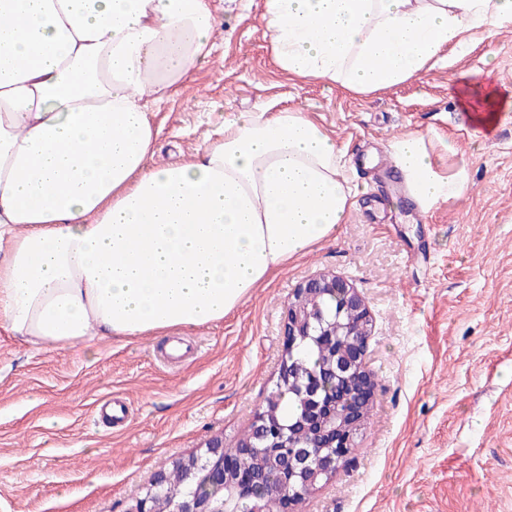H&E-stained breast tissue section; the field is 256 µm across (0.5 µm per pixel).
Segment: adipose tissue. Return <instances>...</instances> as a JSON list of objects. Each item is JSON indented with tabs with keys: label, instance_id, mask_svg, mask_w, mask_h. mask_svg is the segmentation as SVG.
<instances>
[{
	"label": "adipose tissue",
	"instance_id": "obj_1",
	"mask_svg": "<svg viewBox=\"0 0 512 512\" xmlns=\"http://www.w3.org/2000/svg\"><path fill=\"white\" fill-rule=\"evenodd\" d=\"M277 65L358 94L512 26V0H264ZM210 0H0V327L92 347L220 322L332 237L354 205L344 151L303 112H241L187 164L151 168L148 102L211 55ZM459 96L488 131L501 83ZM388 151L422 211L462 198L431 139Z\"/></svg>",
	"mask_w": 512,
	"mask_h": 512
}]
</instances>
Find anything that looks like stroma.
I'll return each mask as SVG.
<instances>
[{
    "mask_svg": "<svg viewBox=\"0 0 512 512\" xmlns=\"http://www.w3.org/2000/svg\"><path fill=\"white\" fill-rule=\"evenodd\" d=\"M221 42L171 98L150 166L191 159L224 121L266 104L306 112L343 147L355 207L333 238L257 288L224 321L94 349L22 344L0 328V512H125L151 476L215 437L233 448L274 387L283 307L319 273L348 279L373 318L376 389L336 477L298 512H512V117L475 141L456 91L512 87V27L478 37L407 83L356 95L280 71L262 0H212ZM407 132L449 143L461 199L424 213L379 205L363 159ZM427 241L428 267L412 260ZM198 346L164 362L170 339ZM125 402L126 422L97 413Z\"/></svg>",
    "mask_w": 512,
    "mask_h": 512,
    "instance_id": "stroma-1",
    "label": "stroma"
}]
</instances>
